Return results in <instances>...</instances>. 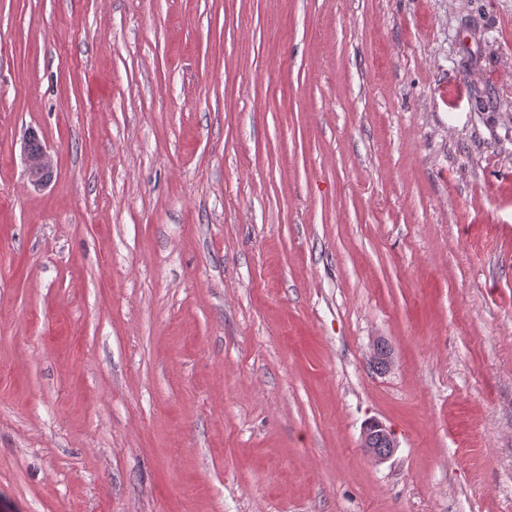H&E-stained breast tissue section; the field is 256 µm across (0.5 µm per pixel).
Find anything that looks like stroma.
I'll return each instance as SVG.
<instances>
[{"label":"stroma","mask_w":512,"mask_h":512,"mask_svg":"<svg viewBox=\"0 0 512 512\" xmlns=\"http://www.w3.org/2000/svg\"><path fill=\"white\" fill-rule=\"evenodd\" d=\"M0 512H512V0H0ZM36 140L40 141V147L33 150L31 144ZM21 152L32 185L39 188L49 184L54 177V167L46 145L36 132H28L22 142ZM376 435L384 436L387 439V443L377 437L373 442L375 447L372 448V440ZM361 442L365 452L375 461L389 458L394 453L396 447L391 433L379 421H371L364 427ZM380 448H386V451L380 450Z\"/></svg>","instance_id":"obj_1"}]
</instances>
